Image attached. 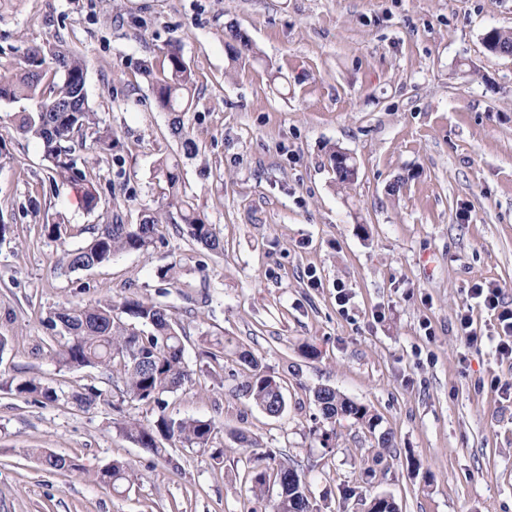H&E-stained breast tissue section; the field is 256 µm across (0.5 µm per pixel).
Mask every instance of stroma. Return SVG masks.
I'll return each instance as SVG.
<instances>
[{
    "mask_svg": "<svg viewBox=\"0 0 512 512\" xmlns=\"http://www.w3.org/2000/svg\"><path fill=\"white\" fill-rule=\"evenodd\" d=\"M232 25L251 46L236 61ZM493 29L512 33V0H12L0 11L1 61L58 42L85 59L89 102L120 141L100 164L105 207L136 224L162 206L163 161L224 244L208 251L167 224L148 252L56 270L43 224L101 214L13 133L32 102H0V512H270L250 492L255 457L300 465L320 512H366L378 495L399 512H512V361L496 349L495 316L472 310L475 346L457 323L479 280L512 305V57L487 50ZM173 41L196 80L176 113L140 72ZM335 148L358 168L346 187ZM173 263L176 281L160 280ZM130 297L165 303L185 328L194 383L165 400L173 416L215 422L207 449L152 456L120 426L152 422L154 405L46 348L43 321L59 305ZM210 337L228 341L215 358ZM240 348L281 383L280 416L237 392ZM28 381L56 401L18 394ZM324 385L377 415L378 433L340 419L323 447ZM91 386L100 398L77 406L73 393ZM237 431L256 447H239ZM46 453L83 470L46 469ZM116 459L129 465L121 493L91 479Z\"/></svg>",
    "mask_w": 512,
    "mask_h": 512,
    "instance_id": "35a3bbf8",
    "label": "stroma"
}]
</instances>
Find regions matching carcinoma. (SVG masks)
Masks as SVG:
<instances>
[{
  "instance_id": "cac0c4a2",
  "label": "carcinoma",
  "mask_w": 512,
  "mask_h": 512,
  "mask_svg": "<svg viewBox=\"0 0 512 512\" xmlns=\"http://www.w3.org/2000/svg\"><path fill=\"white\" fill-rule=\"evenodd\" d=\"M86 70L85 60L62 44L29 46L22 60L10 65L0 61V100L34 102L33 111L19 115L14 131L41 144L52 179L83 186L85 208L93 212L100 204L98 161L111 155L118 141L89 104ZM143 74L154 90L158 108L175 112L191 106L195 79L179 44H170L158 65L145 67ZM81 151L91 153L93 160L80 157ZM338 153L339 150H332L329 159L337 182L346 186L357 179V168L352 161L337 165ZM161 172L167 186V208L144 215L137 224H123L119 217L105 212L102 223L83 245L61 250L56 268L90 270L125 252H145L157 237L160 226L177 222L184 224L188 235L205 248L222 250L215 226L205 223L193 204L183 198L178 173L166 164L161 166ZM42 231L63 245L86 229L73 224H44ZM43 324L53 342L50 352L66 365L110 367L122 382L126 395L155 405L157 413L152 422L144 424L136 419L122 422L121 431L131 442L157 458L167 457L171 446L204 448L208 445L215 430L213 421L175 418L167 413L163 396L178 391L192 378L185 365L184 328L166 305L138 297L127 298L118 305L109 300L67 303L50 313ZM238 358L246 370L241 394L266 415L275 416L285 403L280 384L265 374L251 351H239ZM18 391L49 402L57 398L55 391L33 382L20 386ZM314 400L322 419L329 424L343 418L371 430L379 425L377 415L333 387L318 388ZM43 462L57 471H84L75 459L63 455L49 454ZM94 480L117 490L128 480L127 467L114 461L96 472ZM250 482L257 502L264 501L270 488L276 487L273 512H316L294 466L274 469L257 463L250 472Z\"/></svg>"
}]
</instances>
